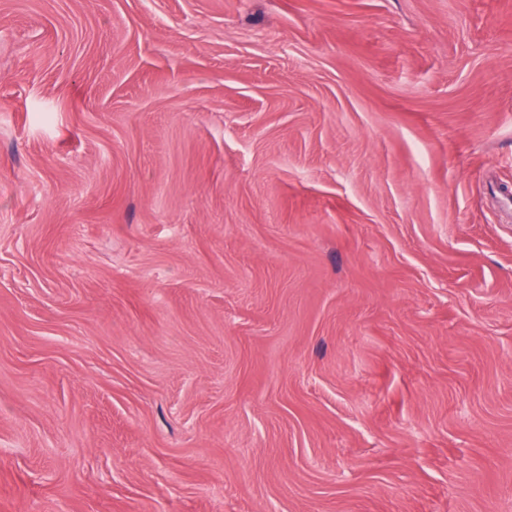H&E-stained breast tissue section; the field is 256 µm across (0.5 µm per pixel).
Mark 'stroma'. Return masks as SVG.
<instances>
[{
    "instance_id": "obj_1",
    "label": "stroma",
    "mask_w": 512,
    "mask_h": 512,
    "mask_svg": "<svg viewBox=\"0 0 512 512\" xmlns=\"http://www.w3.org/2000/svg\"><path fill=\"white\" fill-rule=\"evenodd\" d=\"M512 0H0V512H512Z\"/></svg>"
}]
</instances>
